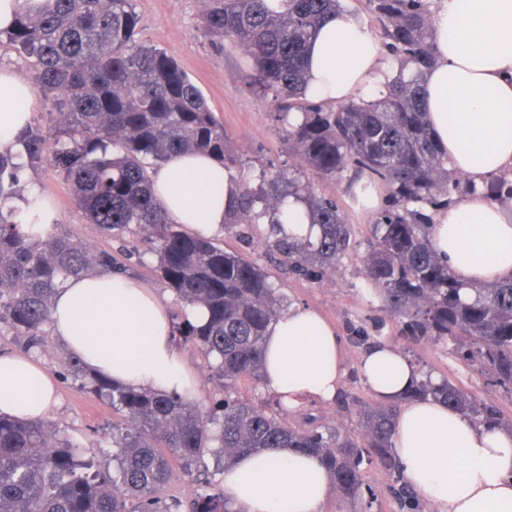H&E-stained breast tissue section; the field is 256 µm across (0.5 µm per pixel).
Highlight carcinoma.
Segmentation results:
<instances>
[{"label": "carcinoma", "mask_w": 512, "mask_h": 512, "mask_svg": "<svg viewBox=\"0 0 512 512\" xmlns=\"http://www.w3.org/2000/svg\"><path fill=\"white\" fill-rule=\"evenodd\" d=\"M204 36L249 54L250 90L272 98L288 155L295 164L263 169L259 185L241 176L238 204L224 227L270 221L273 252L296 273L321 279L356 256L368 289L413 340L451 345L463 365L512 395V277L498 284H462L436 252L428 210L453 202L460 182L431 137L420 79L433 59V0H363L387 55L409 71L380 98L339 105L300 94L305 56L320 19L340 0H206ZM132 0H20L15 22L0 38L28 61L43 101L63 125H28L17 152H0V335L22 340L27 351L46 343L55 290L89 271L127 273L112 249H91L55 226L40 230L25 200L21 174L49 164L62 175L87 219L108 239L140 237L156 256L154 274L176 296L175 335L198 350L224 396L203 409L176 394L115 385L92 376L69 356L64 378L109 399L110 468L97 445L60 435L44 420L0 413V512H238L202 468L216 470L240 454L300 448L331 474L336 491L375 500L363 465L395 474L392 454L397 406L370 405L344 391L339 407L355 410L358 432L331 427L305 410L288 419L276 408L239 396V382L262 383V345L281 313V299L265 270L224 250L217 239L189 233L166 220L152 192L153 175L172 156L201 153L224 168L239 165L224 125L201 89L164 51L136 39ZM334 180L350 172L382 185L386 204L369 225L359 252L352 225L334 196L318 193L306 172ZM307 207L320 226L314 242L288 236L275 214L288 197ZM203 310L192 321L187 309ZM413 395L448 403L478 426L508 427L501 409L447 378L424 374ZM188 477L197 489L182 499L165 489ZM393 494L407 512H424L404 482Z\"/></svg>", "instance_id": "cac0c4a2"}]
</instances>
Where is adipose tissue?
<instances>
[{"mask_svg":"<svg viewBox=\"0 0 512 512\" xmlns=\"http://www.w3.org/2000/svg\"><path fill=\"white\" fill-rule=\"evenodd\" d=\"M434 61L422 97L450 169L473 186L434 215L432 241L461 283L490 285L512 275V199L488 192L491 176L512 179V0H437ZM305 93L337 105L370 99L400 68L384 60L365 22L328 13L306 54ZM32 89L0 68V151H18L29 121L21 101ZM221 180V196L211 184ZM167 216L199 232L221 230L237 203L238 180L204 154L173 156L154 176ZM54 334L95 375L191 400L197 381L178 351L165 300L141 281L89 273L66 280L53 299ZM362 380L376 401L399 407L393 453L404 480L434 512H512V431L473 426L433 399L411 397L417 366L397 347L374 344L360 356ZM263 383L289 406L334 401L344 380L342 346L313 308L281 314L263 343ZM56 393L49 372L24 355L0 356V411L40 417ZM225 498L238 512H323L330 478L294 448L239 456L224 469Z\"/></svg>","mask_w":512,"mask_h":512,"instance_id":"1","label":"adipose tissue"}]
</instances>
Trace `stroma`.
<instances>
[{
    "instance_id": "1",
    "label": "stroma",
    "mask_w": 512,
    "mask_h": 512,
    "mask_svg": "<svg viewBox=\"0 0 512 512\" xmlns=\"http://www.w3.org/2000/svg\"><path fill=\"white\" fill-rule=\"evenodd\" d=\"M133 7L140 19L138 39L171 56L200 87L223 123L241 160L240 166L234 167V174L291 164L270 101L252 93L244 83L245 75L253 69L252 59L239 48L211 42L201 32L204 0H133ZM22 181L41 188L65 232L90 247L106 246V239L89 222L68 185L52 168L26 170ZM312 184L316 191L339 198L357 242H364L373 213L356 203L346 190L345 180L316 178ZM218 237L225 250L239 252L270 273L284 297L285 307L315 308L336 327L342 338L345 390L369 399L357 370L358 357L364 342L384 341L402 349L422 372L433 373L437 378L448 377L482 399L496 402L506 419H512L511 394L451 357L445 345L430 340L412 343L403 337L399 323L384 315L381 300L366 289L357 261L344 259L334 272L310 281L294 275L287 265L275 259L268 247L272 239L269 225H261L259 232L252 235L235 229L221 231ZM113 418L109 404L68 381L60 382L58 397L45 415L53 428L79 444L102 440L104 431L111 429Z\"/></svg>"
}]
</instances>
